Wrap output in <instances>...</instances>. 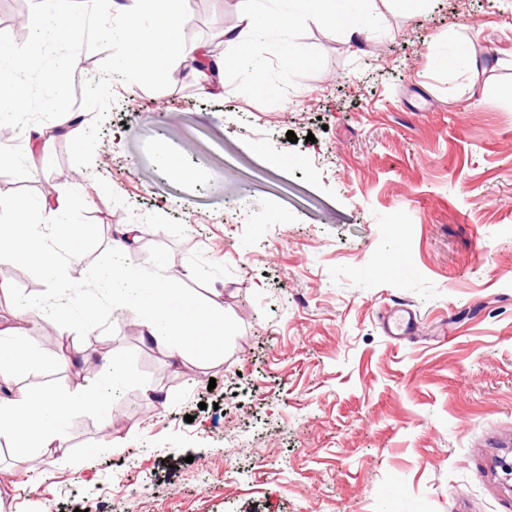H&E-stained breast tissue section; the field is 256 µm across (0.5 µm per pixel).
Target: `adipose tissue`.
Segmentation results:
<instances>
[{"label":"adipose tissue","instance_id":"1","mask_svg":"<svg viewBox=\"0 0 512 512\" xmlns=\"http://www.w3.org/2000/svg\"><path fill=\"white\" fill-rule=\"evenodd\" d=\"M298 12L320 22L328 31L342 30L350 39H358L377 21L368 6L369 0H297ZM176 0H94L100 16L115 20L112 37L121 49L112 59V73L119 76L130 71L162 74L169 59L187 66L202 89L212 86L213 58L210 50L199 44H184L177 38L180 16ZM241 26L224 32V43L231 61L251 59L257 54L267 33L292 26L294 15L263 7L261 0H239ZM70 207V194L57 190L53 196L37 203L20 205L0 197V213L12 220L0 224V267L20 258L35 262L40 274L57 281L58 270L51 262L49 242L64 238L78 241L82 225L63 222ZM112 307L127 313L150 305L141 321V334L170 355H180L188 346L214 350L222 340L224 316L217 311H197L190 304L173 299L171 277L166 268L154 266L147 274H136L124 267L112 273ZM28 347L13 346L9 354L0 353V386L7 391L0 398V434L6 433L21 442H35L41 448L64 445L60 423L75 408H95L97 396L81 391L63 396L43 391L32 397L13 383L16 362L30 356Z\"/></svg>","mask_w":512,"mask_h":512}]
</instances>
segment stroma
<instances>
[{
  "label": "stroma",
  "instance_id": "1",
  "mask_svg": "<svg viewBox=\"0 0 512 512\" xmlns=\"http://www.w3.org/2000/svg\"><path fill=\"white\" fill-rule=\"evenodd\" d=\"M371 7L380 24L355 43L309 19L270 32L211 94L174 62L112 82L124 119L82 183L56 121L0 142L45 136L36 163L0 167V197L72 187L89 234L53 260L100 323L87 336L77 308L45 329L48 283L0 268V323L31 302L14 384L102 402L67 417L54 453L0 438V512H512V0ZM180 12L181 40L217 56L240 24L235 0ZM284 40L306 64L281 69ZM458 44L476 71L436 69ZM118 224L146 225L132 253L165 257L187 299H219L217 353L171 360L113 315ZM396 308L418 322L393 339ZM119 345L128 407L99 363Z\"/></svg>",
  "mask_w": 512,
  "mask_h": 512
}]
</instances>
